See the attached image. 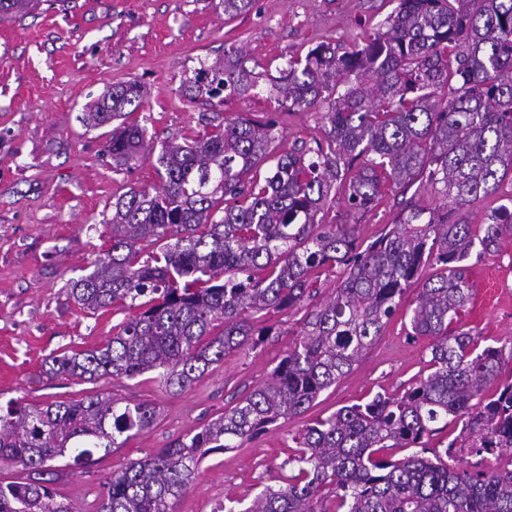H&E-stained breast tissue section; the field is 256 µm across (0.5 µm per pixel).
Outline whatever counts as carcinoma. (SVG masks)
<instances>
[{"label": "carcinoma", "instance_id": "carcinoma-1", "mask_svg": "<svg viewBox=\"0 0 512 512\" xmlns=\"http://www.w3.org/2000/svg\"><path fill=\"white\" fill-rule=\"evenodd\" d=\"M40 2L0 0V18ZM259 77L231 51L199 62L185 95H244ZM454 82L463 94L437 98ZM275 87L290 112L325 108L315 146L277 153L275 120L237 117L205 119L195 137L164 141L155 152L134 117L144 99L135 81L112 86L83 113L91 128L119 121L105 147L112 168L149 161L162 187L132 188L112 202L109 249L69 283L86 309L132 314L102 346L49 357L47 374L91 383L155 371L165 386L184 389L227 354L274 335L257 314L311 306L266 383L113 475L98 512H174L208 455L303 415L345 377L426 268L409 335L432 338L430 373L401 395L378 393L308 422L282 485L242 512H512V469H470L448 449L426 447L436 425L451 419L475 455L512 451V383L485 397L512 365V341L483 346L459 327L473 292L462 262L512 240L508 207L484 224L464 212L512 174V0H399L387 25L363 41L321 42L289 58ZM393 186L416 187L414 198L367 246L356 225L317 220L334 188L349 210L364 213ZM338 266L344 279L320 298L319 278ZM155 416L148 403L98 394L8 401L0 406V457L27 475L0 479V512H76L39 478L48 463L70 450L73 464H84ZM387 448L415 452L394 460Z\"/></svg>", "mask_w": 512, "mask_h": 512}]
</instances>
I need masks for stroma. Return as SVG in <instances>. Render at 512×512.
<instances>
[{"instance_id": "stroma-1", "label": "stroma", "mask_w": 512, "mask_h": 512, "mask_svg": "<svg viewBox=\"0 0 512 512\" xmlns=\"http://www.w3.org/2000/svg\"><path fill=\"white\" fill-rule=\"evenodd\" d=\"M399 0H253L248 12L227 18L220 0H44L35 13L0 19V404L50 403L109 393L155 406L156 419L109 454L94 453L69 467L57 490L78 512H96L103 485L127 463L148 457L195 433L266 382L298 339L303 309L264 315L276 334L264 344L227 355L185 390L162 386L156 372L93 383L46 374L53 354L98 348L126 314H92L70 295V280L88 274L109 245L102 219L112 200L132 187L153 188L151 164L112 168L103 155L109 127L80 121L112 85L135 81L145 90L144 113L154 142L201 131V116L278 121L280 151L313 142L323 133L320 110L287 112L271 93L270 77L290 56L321 42L352 46L384 24ZM242 50L263 80L248 96L188 101L182 90L200 61ZM398 190L386 191L375 209L350 214L336 193L323 219H355L362 243L394 222ZM467 276L483 301L469 304L463 329L483 344L512 340V243L470 255ZM427 337L408 336L396 315L351 371L323 390L306 415L279 421L242 447L209 455L175 512H221L251 507L276 484L294 455L293 441L307 421L361 404L376 393L400 394L431 358Z\"/></svg>"}]
</instances>
